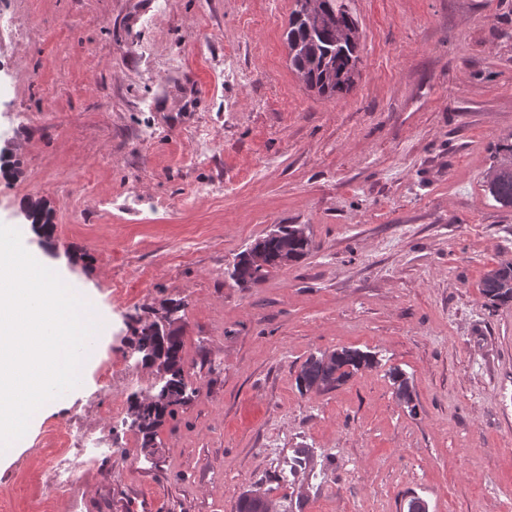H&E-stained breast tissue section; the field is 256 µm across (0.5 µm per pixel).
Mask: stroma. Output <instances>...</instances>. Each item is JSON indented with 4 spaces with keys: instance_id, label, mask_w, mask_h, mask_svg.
Listing matches in <instances>:
<instances>
[{
    "instance_id": "stroma-1",
    "label": "stroma",
    "mask_w": 512,
    "mask_h": 512,
    "mask_svg": "<svg viewBox=\"0 0 512 512\" xmlns=\"http://www.w3.org/2000/svg\"><path fill=\"white\" fill-rule=\"evenodd\" d=\"M349 7L359 74L325 97L290 66L294 0H0V224L105 322L62 410L0 467L12 512H236L256 488L279 512H512V304L480 288L512 261V206L487 190L512 133V0ZM39 199L48 238L23 216ZM278 224L316 250L235 284ZM172 299L196 394L146 448L111 409L153 384L130 314ZM341 348L377 363L299 393L301 364ZM117 364L132 381L109 383ZM74 419L104 453L66 449L63 498L43 450Z\"/></svg>"
}]
</instances>
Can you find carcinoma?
I'll return each mask as SVG.
<instances>
[{"mask_svg":"<svg viewBox=\"0 0 512 512\" xmlns=\"http://www.w3.org/2000/svg\"><path fill=\"white\" fill-rule=\"evenodd\" d=\"M295 8L288 19V55L295 72L307 87L321 95L334 96L347 90L354 83L360 39L359 23L350 12L346 0H294ZM512 161V134L499 140L495 147L494 163L490 167L487 187L495 201L512 206V167L503 165ZM25 211L31 223L39 226L46 236L54 230L52 214L45 204L28 202ZM264 252L265 267L253 265L245 253L235 258L231 278L240 286L248 288L257 285L275 269L284 265L283 254L297 261L312 249V240L297 235L294 224L279 225V234L266 235L257 241ZM482 294L494 305L512 302V262H503L488 271L481 282ZM183 303L169 302V308L157 319L133 318L135 350L141 354V361L148 364L162 360L169 371L164 386L173 399L157 403L138 405V399L130 401V407H139L138 422L135 424L142 435V447L155 446L158 429L166 417L174 415L175 407L188 402L187 383L184 376L182 357L183 342L180 328L175 326L173 314L180 311ZM377 361L375 356L357 349H342L336 362L326 366L322 360L309 357L301 366L296 377L300 391L308 392L321 385L329 391L349 380L361 369L371 368Z\"/></svg>","mask_w":512,"mask_h":512,"instance_id":"cac0c4a2","label":"carcinoma"}]
</instances>
